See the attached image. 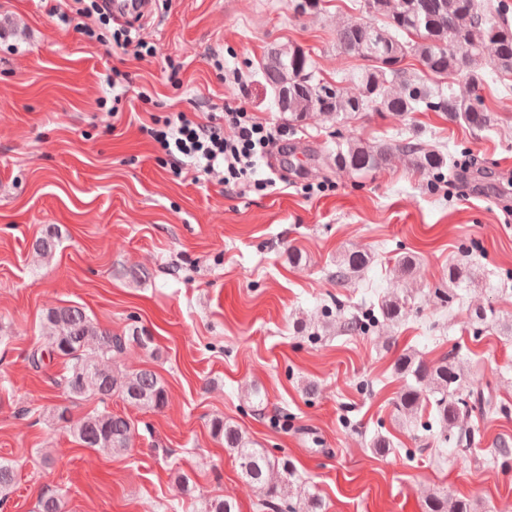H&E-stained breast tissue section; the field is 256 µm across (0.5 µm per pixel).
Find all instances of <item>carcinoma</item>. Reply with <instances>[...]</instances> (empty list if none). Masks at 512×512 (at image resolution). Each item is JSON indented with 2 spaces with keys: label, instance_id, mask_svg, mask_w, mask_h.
Instances as JSON below:
<instances>
[{
  "label": "carcinoma",
  "instance_id": "1",
  "mask_svg": "<svg viewBox=\"0 0 512 512\" xmlns=\"http://www.w3.org/2000/svg\"><path fill=\"white\" fill-rule=\"evenodd\" d=\"M366 20H347L336 27V48L368 62L364 68L342 77L336 83L315 78L308 52L300 45H280L264 58L261 76L275 94V105L288 119L301 122L317 112L340 121L358 112H389L399 120L413 112H443L448 121L465 124L473 130L494 127V113L479 109L472 100L483 85L502 83L512 78V18L509 5L491 0H354ZM408 56L421 65V72L400 67ZM463 76L470 91L459 95L453 80ZM409 158L417 172L431 174L450 166L454 151L428 149L414 137L392 146L369 144L352 137L339 136L333 162L336 169L369 172L386 167L394 152ZM55 228L49 227L35 239L33 249L51 259L58 247ZM370 262L364 253L342 255L333 273L343 284ZM450 288L438 289L443 302L458 299L456 287L478 282L476 271L465 265L448 267ZM404 314L397 297H386L378 313L365 312L340 324L346 334L366 331L376 318L397 322ZM46 345L31 352L28 360L38 370L45 354L66 360L67 367L59 385L66 394L79 399L93 395L106 403L116 395L153 411L162 410L168 400L167 390L157 376L142 368L119 372L108 364L114 353L129 346L149 350L154 336L147 329L132 326L124 336L112 335L94 324L78 306H58L45 315ZM397 373L411 377L414 384L397 397L398 411L406 418L419 416L432 407L434 421L440 428L442 442L455 447L469 445L475 438L463 421L473 413L495 414L501 410L491 390L475 385L462 393L464 373L458 352L451 350L439 362L429 363L411 353L400 355L394 364ZM54 421L64 425L85 448L122 453L131 447L135 425L130 418L106 409L94 410L72 419L69 408L52 410ZM212 433L235 454L241 477L259 496V506L274 512H295L286 502L293 466L263 448H252L242 432L216 417ZM16 483L15 465L0 459V505L7 501ZM36 512H63L61 497L51 491L42 495ZM425 512H471V504L462 498L431 495L424 503Z\"/></svg>",
  "mask_w": 512,
  "mask_h": 512
}]
</instances>
